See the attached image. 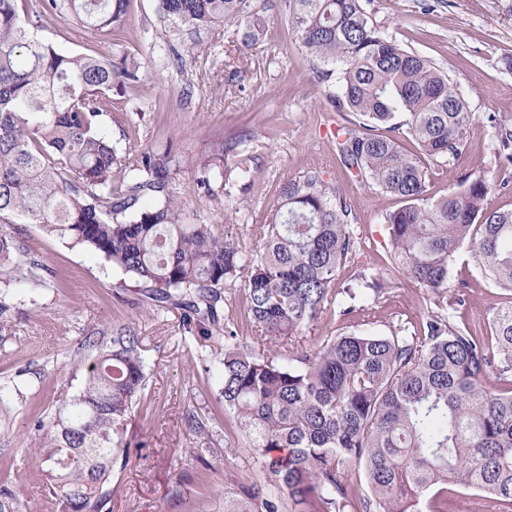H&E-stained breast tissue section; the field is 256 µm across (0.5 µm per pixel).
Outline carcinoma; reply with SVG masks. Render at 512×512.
<instances>
[{
  "label": "carcinoma",
  "mask_w": 512,
  "mask_h": 512,
  "mask_svg": "<svg viewBox=\"0 0 512 512\" xmlns=\"http://www.w3.org/2000/svg\"><path fill=\"white\" fill-rule=\"evenodd\" d=\"M266 0H156L169 64L183 70L196 35L233 26L235 49L263 35ZM131 0H0V325L12 323L13 289L56 288V275L14 225L37 224L87 248L139 288L156 312L183 321L223 366L221 396L298 512L351 507L345 468L363 467L370 493L356 512H418L442 486L485 493L512 512V306L493 309L494 343L455 323L464 299H448L452 257L467 246L481 272L512 292V210L488 206L512 183L466 175L448 195L429 196L425 172L405 154L407 135L433 160H457L472 120L448 76L388 38L364 0H285L292 36L315 75L335 80L330 101L351 116L336 131V155L372 189L403 202L382 214L394 261L384 276L343 289L355 311L403 276L433 295L423 331L394 328L327 336L313 351L309 328L331 301L336 272L358 246L356 217L338 187L311 171L284 183L263 238L248 252L213 224L185 213L173 192L181 169L172 143L117 147L105 129L112 89L140 112L141 65L128 54L69 53L37 40L53 19L65 29L112 36L124 30ZM217 145L195 182L214 195L223 174ZM495 160L512 167V122L499 121ZM243 286L260 349L244 345L224 316V290ZM283 348L268 353L266 345ZM96 350L82 388L34 424L37 452L22 465L46 476L40 494L62 512H107L112 463L128 454L124 425L147 385L139 337L113 332ZM494 372L508 388L484 384ZM189 432L208 440V423L189 411ZM19 494L0 483V512H21ZM268 486L224 496V512H281Z\"/></svg>",
  "instance_id": "cac0c4a2"
}]
</instances>
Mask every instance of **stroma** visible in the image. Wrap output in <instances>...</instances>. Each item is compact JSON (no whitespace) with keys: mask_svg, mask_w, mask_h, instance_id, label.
I'll return each mask as SVG.
<instances>
[{"mask_svg":"<svg viewBox=\"0 0 512 512\" xmlns=\"http://www.w3.org/2000/svg\"><path fill=\"white\" fill-rule=\"evenodd\" d=\"M155 7V0H131L117 42L66 35L53 21L38 36L62 51L139 59L144 114L116 103L113 137L130 128L133 142L144 147L173 141L182 161L174 190L184 209L220 225L246 248L258 244L289 179L317 170L350 199L361 249L338 269V292L306 329V346L365 330L386 335L396 325L420 331L432 295L403 277L354 313L342 312L347 285L389 268L381 214L400 202L365 187L339 162L332 134L343 119L327 101L336 85L314 74L282 18L280 0H269L263 37L243 62H236L230 35L218 26L202 33L196 57L181 71L163 65L165 41ZM367 9L386 36L448 74L473 115L458 161L422 158L429 193L447 194L470 173L512 178L496 166L493 124L512 117V0H370ZM222 142L235 149L224 159L223 193L209 197L195 187V171ZM26 230L59 285L35 300L28 290L16 289L20 310L11 330L0 335V383L11 380L25 389L10 410H0V467L27 454L35 416L81 387L94 356L83 345L86 335L107 337L126 325L142 339L148 382L126 432L130 457L112 465L111 512H224L226 492L271 482L261 457L224 410L221 364L189 336L179 310L157 314L144 304L132 306V294L121 287L123 274L98 254L34 224ZM448 292L465 299L456 324L486 340L493 308L512 301V292L486 280L464 249L455 256ZM189 409L211 425L207 450L193 445L184 422Z\"/></svg>","mask_w":512,"mask_h":512,"instance_id":"stroma-1","label":"stroma"}]
</instances>
